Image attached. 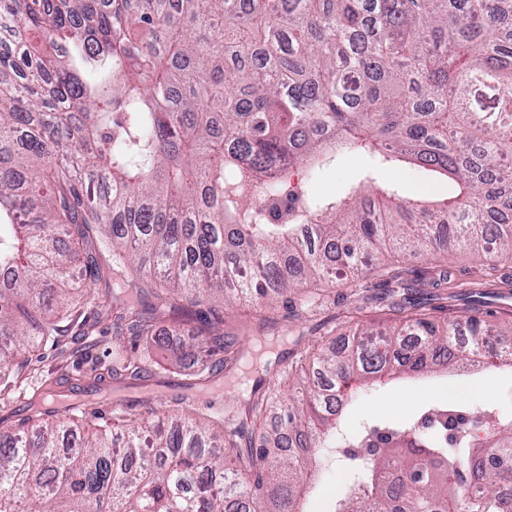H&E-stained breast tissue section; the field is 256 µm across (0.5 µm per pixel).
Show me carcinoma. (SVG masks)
<instances>
[{
	"label": "carcinoma",
	"mask_w": 512,
	"mask_h": 512,
	"mask_svg": "<svg viewBox=\"0 0 512 512\" xmlns=\"http://www.w3.org/2000/svg\"><path fill=\"white\" fill-rule=\"evenodd\" d=\"M38 30L52 53L29 42ZM367 155L356 183L281 202L282 165L313 170L337 149ZM408 161L447 176L437 202L377 185ZM0 379L67 332V306L102 299L113 325L178 365L200 349L142 319L141 282L163 303L229 307L336 270L460 239L481 259L512 255V0H0ZM112 247V291L73 274L90 225ZM490 323L472 308L446 325H359L308 370L329 374L299 399L264 395L221 430L182 410L149 430L113 409L30 403L28 429L0 431V512H295L319 439L341 434L340 393L393 372L485 365ZM220 364L239 359L207 341ZM119 356L112 375L137 373ZM274 424L260 444L249 425ZM492 430L420 436L471 422L429 408L403 426L422 457L390 436L348 457L332 512H512V415ZM83 435L67 455L60 431Z\"/></svg>",
	"instance_id": "cac0c4a2"
}]
</instances>
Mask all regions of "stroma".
<instances>
[{
  "label": "stroma",
  "mask_w": 512,
  "mask_h": 512,
  "mask_svg": "<svg viewBox=\"0 0 512 512\" xmlns=\"http://www.w3.org/2000/svg\"><path fill=\"white\" fill-rule=\"evenodd\" d=\"M368 160L362 156L340 154L334 165L319 170H292L295 178L304 179L308 193L324 196L355 182ZM383 183L397 184L410 199L440 198L453 192L452 184L442 178H423L416 167L400 164L379 172ZM100 232L91 229L88 242L77 266L79 275H97L95 292L112 287V253L100 243ZM512 260L500 259L487 264L465 247L441 248L438 252L417 258L395 257L387 270H371L356 279L336 282L320 280L298 288L287 300H275L263 306L246 304L220 312V331L234 349L247 357L268 350V367L250 371L246 362L236 367L215 369L217 387L194 396L188 408L194 414L218 421L237 402L225 394L226 384L240 385L244 391L259 390L273 394L287 387L292 368L312 363L329 342L344 343L352 338L360 322L384 328L402 323L403 310L398 307L404 297H412L431 319L444 321L468 306L490 312L492 318L512 320ZM187 296L176 298L175 307L160 306L154 297L140 305L142 316L156 322L162 332L179 330L182 335L196 332L199 322L189 315ZM75 324L60 342L38 346L26 366L15 372L10 386L0 389V423L12 428L30 413V399L41 395L43 406L55 409L56 395L66 393L88 407L111 393L112 359L129 353L131 342L115 335L112 310L95 303L82 305L74 314ZM201 352L185 359L179 368L169 366L165 349L150 350L138 376L126 378L123 392L125 412L140 419L145 411L147 395L163 401L185 394L187 383L193 382L202 363L208 362ZM454 380L439 377L429 381L383 382L365 390H355L349 406L348 420L358 424L362 419L396 426L418 416L429 407L447 400ZM467 393L460 406L478 413L497 405L512 413V368L478 369L466 379ZM320 467L313 488L300 502L302 512H331V505L347 475L344 453L323 448L319 451Z\"/></svg>",
  "instance_id": "stroma-1"
}]
</instances>
